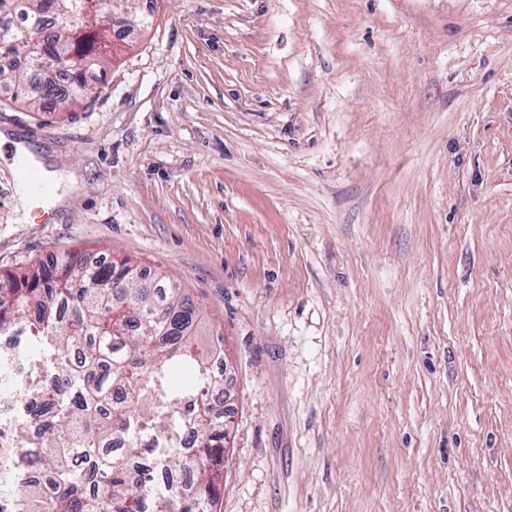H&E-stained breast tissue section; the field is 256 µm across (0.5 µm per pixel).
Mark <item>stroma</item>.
Instances as JSON below:
<instances>
[{
    "label": "stroma",
    "mask_w": 512,
    "mask_h": 512,
    "mask_svg": "<svg viewBox=\"0 0 512 512\" xmlns=\"http://www.w3.org/2000/svg\"><path fill=\"white\" fill-rule=\"evenodd\" d=\"M50 153L0 274L161 269L224 336L216 512H512V0H156ZM83 177L79 194L67 176Z\"/></svg>",
    "instance_id": "obj_1"
}]
</instances>
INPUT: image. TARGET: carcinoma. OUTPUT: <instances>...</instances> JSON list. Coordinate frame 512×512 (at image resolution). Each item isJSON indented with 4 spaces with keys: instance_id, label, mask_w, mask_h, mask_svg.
<instances>
[{
    "instance_id": "cac0c4a2",
    "label": "carcinoma",
    "mask_w": 512,
    "mask_h": 512,
    "mask_svg": "<svg viewBox=\"0 0 512 512\" xmlns=\"http://www.w3.org/2000/svg\"><path fill=\"white\" fill-rule=\"evenodd\" d=\"M0 0V13L22 11L27 23L0 41V59L25 55L38 70L0 67L13 99L41 110L74 108L94 88L81 61L112 49L111 17L132 15L135 0ZM62 28L66 40L55 36ZM203 307L170 279L129 258L88 264L69 251L47 268L0 282V331L17 325L36 348L40 378L20 403L18 434L27 453L1 458L14 471L8 489L18 512H215L224 475V336L210 346ZM189 468L181 495L154 484Z\"/></svg>"
}]
</instances>
